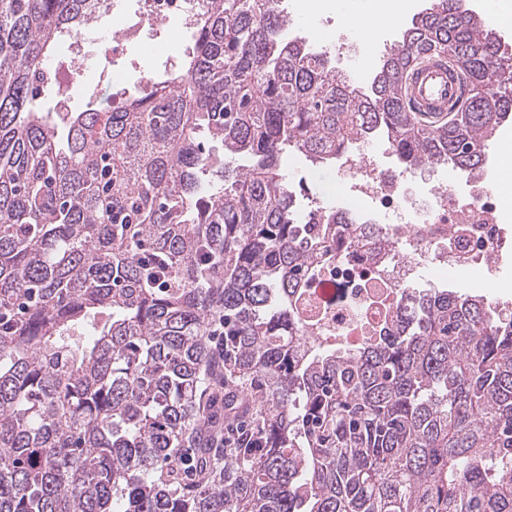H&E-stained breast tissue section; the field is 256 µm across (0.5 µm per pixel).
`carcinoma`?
<instances>
[{
    "label": "carcinoma",
    "mask_w": 512,
    "mask_h": 512,
    "mask_svg": "<svg viewBox=\"0 0 512 512\" xmlns=\"http://www.w3.org/2000/svg\"><path fill=\"white\" fill-rule=\"evenodd\" d=\"M206 2L158 87L40 112L88 0H0V512H512V312L408 288L361 350L311 338L307 278L359 219L281 174L379 135L404 172L480 171L512 55L432 0L362 91L280 0ZM439 55L462 93L423 120L402 86Z\"/></svg>",
    "instance_id": "cac0c4a2"
}]
</instances>
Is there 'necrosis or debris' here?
<instances>
[{
  "label": "necrosis or debris",
  "mask_w": 512,
  "mask_h": 512,
  "mask_svg": "<svg viewBox=\"0 0 512 512\" xmlns=\"http://www.w3.org/2000/svg\"><path fill=\"white\" fill-rule=\"evenodd\" d=\"M128 1L97 0L98 15L114 20L107 36L89 23L58 43L56 57L67 65L54 74L60 111L68 109L67 94L77 89V76L99 81L118 76L117 69L102 64L89 67L92 44L101 43L106 58L116 61L140 44L145 28L175 19L188 34L205 18L206 0H132V10ZM414 178L384 168L373 155L352 153L342 158L325 188L326 198L345 199L354 215L362 201L371 200L384 223L382 239L363 233L345 258L308 280L303 305L319 315L324 342L348 350L363 347L390 320L392 307L419 270L463 277L480 268L486 279H494L506 243L504 217L512 211V182L491 184L473 176L466 192L451 183L417 197L409 190Z\"/></svg>",
  "instance_id": "4bbe7bcc"
}]
</instances>
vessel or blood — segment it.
I'll use <instances>...</instances> for the list:
<instances>
[{
    "label": "vessel or blood",
    "instance_id": "vessel-or-blood-1",
    "mask_svg": "<svg viewBox=\"0 0 512 512\" xmlns=\"http://www.w3.org/2000/svg\"><path fill=\"white\" fill-rule=\"evenodd\" d=\"M404 90L419 117L437 120L459 96L460 84L447 60L434 57L413 68Z\"/></svg>",
    "mask_w": 512,
    "mask_h": 512
}]
</instances>
